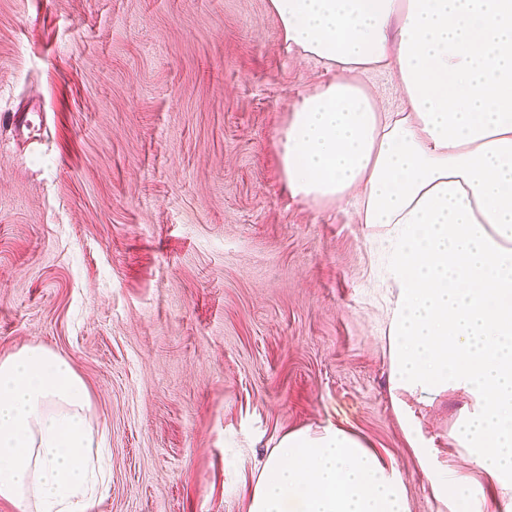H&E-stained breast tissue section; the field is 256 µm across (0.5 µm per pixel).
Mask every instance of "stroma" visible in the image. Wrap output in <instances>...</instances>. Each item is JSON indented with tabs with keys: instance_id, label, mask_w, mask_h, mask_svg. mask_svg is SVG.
Returning <instances> with one entry per match:
<instances>
[{
	"instance_id": "obj_1",
	"label": "stroma",
	"mask_w": 512,
	"mask_h": 512,
	"mask_svg": "<svg viewBox=\"0 0 512 512\" xmlns=\"http://www.w3.org/2000/svg\"><path fill=\"white\" fill-rule=\"evenodd\" d=\"M330 77L267 0H0V357L41 346L104 435L93 512H247L288 430L336 422L448 512L389 394L385 231L283 181L276 134ZM414 404L434 466L496 490Z\"/></svg>"
}]
</instances>
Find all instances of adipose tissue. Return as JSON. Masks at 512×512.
<instances>
[{"mask_svg":"<svg viewBox=\"0 0 512 512\" xmlns=\"http://www.w3.org/2000/svg\"><path fill=\"white\" fill-rule=\"evenodd\" d=\"M288 46L332 70L278 134L288 189L353 202L386 228L391 396L448 390L472 406L448 436L512 491V0H268ZM396 74L403 109L364 79ZM89 393L71 364L29 347L0 358V498L15 512H91ZM410 446L450 512H493L466 477ZM247 512H410L395 466L333 423L284 433Z\"/></svg>","mask_w":512,"mask_h":512,"instance_id":"obj_1","label":"adipose tissue"}]
</instances>
